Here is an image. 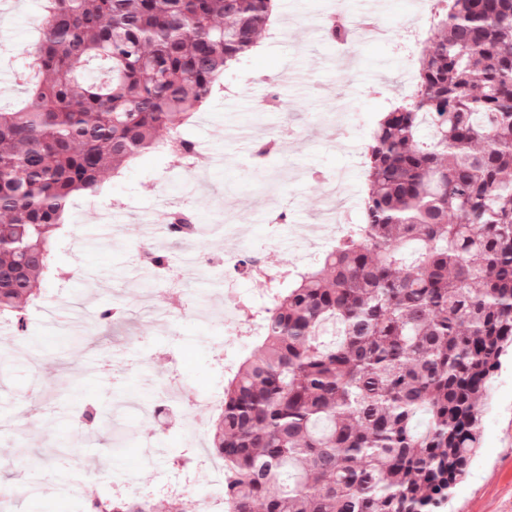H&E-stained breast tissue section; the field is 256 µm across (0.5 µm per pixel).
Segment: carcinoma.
Instances as JSON below:
<instances>
[{"label":"carcinoma","mask_w":512,"mask_h":512,"mask_svg":"<svg viewBox=\"0 0 512 512\" xmlns=\"http://www.w3.org/2000/svg\"><path fill=\"white\" fill-rule=\"evenodd\" d=\"M274 0H44L0 108V320L55 269L72 195L181 125L258 44ZM415 89L367 147L363 217L316 267L272 272L262 353L209 431L228 512H436L467 472L480 405L512 346V0H436ZM331 41L349 40L341 15ZM178 242L200 233L184 212ZM80 415L104 424L112 401ZM85 512H184L180 498Z\"/></svg>","instance_id":"obj_1"}]
</instances>
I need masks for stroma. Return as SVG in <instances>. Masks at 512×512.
Segmentation results:
<instances>
[{
  "instance_id": "stroma-1",
  "label": "stroma",
  "mask_w": 512,
  "mask_h": 512,
  "mask_svg": "<svg viewBox=\"0 0 512 512\" xmlns=\"http://www.w3.org/2000/svg\"><path fill=\"white\" fill-rule=\"evenodd\" d=\"M422 0H393L382 19L385 37L354 39L349 57L329 42L326 18L373 10L374 0H277L260 49L225 71L223 89L184 125L201 152L198 169L209 184L191 202L203 230L196 247H175L160 232H146L156 208L182 197L180 157L147 153L102 191L112 199L111 223L75 195L65 222L85 250L62 247L56 265L63 279L44 282V303L28 322L30 339L16 338L0 322V338L13 352L0 356V487L9 488L4 512H53L102 494L126 478L150 488L169 475V462L186 445L177 423L149 409L176 380L204 393L224 384L213 362V345L224 333L218 303L223 281L205 272L208 257L265 251L275 268L316 265L336 227L322 221L327 201L322 176L341 180L339 205L351 222L362 219L366 189L364 145L392 99L415 83L417 57L432 34ZM43 0H19L0 21V73L21 67L37 33ZM251 129L249 140L224 139L225 126ZM293 136L264 166L250 162L255 142ZM162 245L184 272L183 293L148 288L151 272L142 250ZM124 308L122 322L100 326L101 307ZM154 354L142 356L141 347ZM96 364L98 376L86 373ZM123 402L119 425L133 427L138 447L114 449L103 432L81 426L79 400L104 392ZM72 492L57 497L61 486ZM438 512H512V353H504L482 405L480 446L466 477Z\"/></svg>"
}]
</instances>
